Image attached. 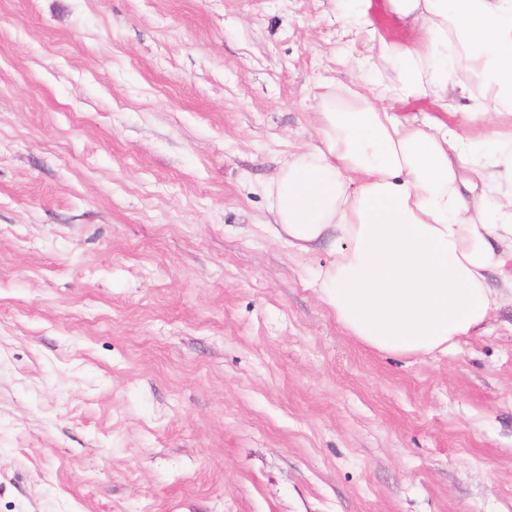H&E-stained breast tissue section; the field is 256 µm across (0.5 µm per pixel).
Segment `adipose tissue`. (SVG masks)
Instances as JSON below:
<instances>
[{"mask_svg": "<svg viewBox=\"0 0 512 512\" xmlns=\"http://www.w3.org/2000/svg\"><path fill=\"white\" fill-rule=\"evenodd\" d=\"M416 27L407 46L379 38L368 93L319 104V139L267 185L276 234L299 252L328 242L314 283L343 327L379 351L445 353L477 330L512 260V127L490 152L438 116L383 102L481 98L469 123L512 120V0H386Z\"/></svg>", "mask_w": 512, "mask_h": 512, "instance_id": "ef3b65f1", "label": "adipose tissue"}]
</instances>
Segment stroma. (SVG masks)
<instances>
[{
  "mask_svg": "<svg viewBox=\"0 0 512 512\" xmlns=\"http://www.w3.org/2000/svg\"><path fill=\"white\" fill-rule=\"evenodd\" d=\"M386 0H0V512H512V300L337 321L267 182Z\"/></svg>",
  "mask_w": 512,
  "mask_h": 512,
  "instance_id": "obj_1",
  "label": "stroma"
}]
</instances>
